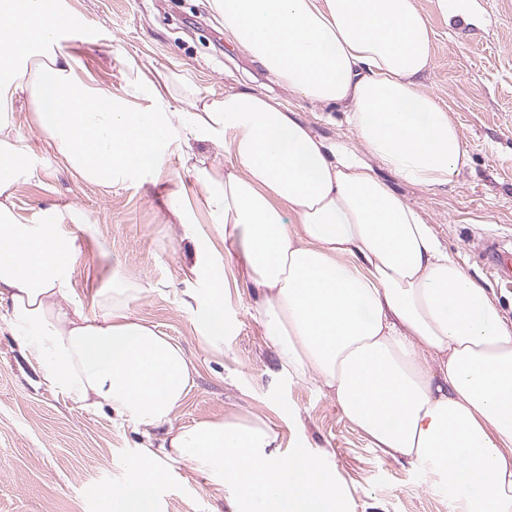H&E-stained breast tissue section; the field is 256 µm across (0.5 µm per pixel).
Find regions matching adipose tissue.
<instances>
[{
  "label": "adipose tissue",
  "mask_w": 512,
  "mask_h": 512,
  "mask_svg": "<svg viewBox=\"0 0 512 512\" xmlns=\"http://www.w3.org/2000/svg\"><path fill=\"white\" fill-rule=\"evenodd\" d=\"M253 60L299 97L343 107L362 154L313 136L293 109L250 89L173 102L160 71L142 109L78 78L55 51L60 14L42 0H0V305L44 384L83 408L108 409L148 437L137 483L113 487L118 512H157L166 462L228 489V512H335L343 488L320 457L280 453L271 422L254 414L174 426L195 363L128 307L143 287L98 295L92 313L72 300L75 239L56 224L78 210H43L24 223L15 187L17 100L83 181L111 192L151 174L172 224L206 218L213 246L190 267L206 295L190 294L197 340L224 354L229 281L256 288L254 317L289 378L315 382L393 459L437 478L458 512H512V326L421 212L373 169L428 189L469 162L446 106L419 85L434 37L416 0H211ZM199 188L165 173L170 144ZM237 264L224 276L225 257Z\"/></svg>",
  "instance_id": "ef3b65f1"
}]
</instances>
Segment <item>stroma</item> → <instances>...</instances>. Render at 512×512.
Returning <instances> with one entry per match:
<instances>
[{
  "instance_id": "35a3bbf8",
  "label": "stroma",
  "mask_w": 512,
  "mask_h": 512,
  "mask_svg": "<svg viewBox=\"0 0 512 512\" xmlns=\"http://www.w3.org/2000/svg\"><path fill=\"white\" fill-rule=\"evenodd\" d=\"M487 3L492 20L475 36L460 16L443 17L434 0H417L435 32L420 87L447 105L468 151V167L434 190L384 169L379 175L421 210L449 253L512 321V287L491 277L483 253L490 240L512 251V0ZM62 7L79 23L78 33L61 35L76 71L113 95L149 107L150 92L138 76L157 70L168 73L175 88L188 85L212 98L249 88L290 103L326 141L358 145L342 113L290 93L228 41L210 0H63ZM14 123L33 171L15 191L23 221L40 223L43 209L54 205L80 210L95 226L91 235L67 221L56 227L79 247L75 302L89 312L113 275L138 281L147 294L131 304V315L179 342L196 364L195 384L175 425L260 415L282 434L287 453L305 449L334 469L345 489L341 512H455L447 493L419 469L372 447L333 398L281 372L272 343L251 316L254 289L240 285L224 297L231 328L223 358L213 359L199 346L181 300L186 291L207 287L189 269L209 225L168 223L149 175L126 180L109 194L72 175L45 143L30 105L16 106ZM6 318L1 307L0 512H104L87 492L136 482L141 431L48 389ZM167 472V484L156 490L162 512H227L223 487L183 464Z\"/></svg>"
}]
</instances>
